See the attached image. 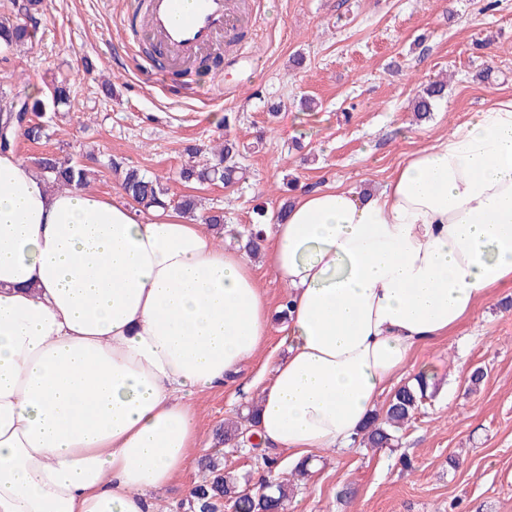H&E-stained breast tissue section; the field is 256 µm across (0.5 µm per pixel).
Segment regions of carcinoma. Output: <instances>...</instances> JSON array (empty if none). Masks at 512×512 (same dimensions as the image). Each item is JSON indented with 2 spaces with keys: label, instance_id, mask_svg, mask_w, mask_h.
<instances>
[{
  "label": "carcinoma",
  "instance_id": "obj_1",
  "mask_svg": "<svg viewBox=\"0 0 512 512\" xmlns=\"http://www.w3.org/2000/svg\"><path fill=\"white\" fill-rule=\"evenodd\" d=\"M41 0H23L14 5L25 17L23 23H13L6 17L0 18V38L4 45L0 52L10 53L33 42L38 33L37 15ZM448 82L436 80L430 83L414 101L415 116L419 120L430 117L438 100L445 97ZM71 101V86L65 80L52 84L50 95L45 99L24 98L12 101L0 108V152L15 149L17 138L22 136L32 143L49 137L50 121L47 113H56ZM189 161L178 171V179L185 184L233 185L243 179L245 168L241 163L243 153L240 144L226 138L214 146L187 148ZM46 185L54 189H86L90 184L91 169L71 156H38L31 159ZM105 166L119 177V186L124 194L140 207L148 210L164 206L167 188L160 179L147 175L135 167H123L122 162L108 158ZM174 207L181 214L205 224L219 232L225 230L224 211L221 208L202 209L194 195H184ZM262 230L260 224H249L242 229H230L231 239L247 249L248 253L259 254ZM430 384L422 375L414 385L400 387L389 399L385 409L372 413L368 424L354 438L359 447L376 451L382 448H396L399 445V431L416 414L426 407L433 397ZM257 408L251 406L248 412L224 423V431L218 435V443L229 444L252 452L260 450V444L252 442L257 434ZM202 469L208 472V479L195 486L191 504L194 512H214L224 502L231 504L235 512H285L288 501L304 484L311 473V459L295 464L289 476L283 479H269L262 475L258 489L251 488L248 477H239L224 468L221 458L207 455L201 459Z\"/></svg>",
  "mask_w": 512,
  "mask_h": 512
}]
</instances>
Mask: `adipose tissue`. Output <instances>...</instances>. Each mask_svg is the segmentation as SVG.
Wrapping results in <instances>:
<instances>
[{"instance_id":"obj_1","label":"adipose tissue","mask_w":512,"mask_h":512,"mask_svg":"<svg viewBox=\"0 0 512 512\" xmlns=\"http://www.w3.org/2000/svg\"><path fill=\"white\" fill-rule=\"evenodd\" d=\"M291 308L258 401L266 446L345 448L414 349L512 281V95L385 186L298 193L263 227ZM251 256L173 208L52 190L0 153V512H159L195 395L269 334Z\"/></svg>"}]
</instances>
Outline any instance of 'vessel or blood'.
Instances as JSON below:
<instances>
[{"label": "vessel or blood", "mask_w": 512, "mask_h": 512, "mask_svg": "<svg viewBox=\"0 0 512 512\" xmlns=\"http://www.w3.org/2000/svg\"><path fill=\"white\" fill-rule=\"evenodd\" d=\"M240 22L235 0H194L188 11L181 0H151L147 30L174 63L183 64L206 53Z\"/></svg>", "instance_id": "obj_1"}]
</instances>
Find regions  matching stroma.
Wrapping results in <instances>:
<instances>
[{
  "instance_id": "35a3bbf8",
  "label": "stroma",
  "mask_w": 512,
  "mask_h": 512,
  "mask_svg": "<svg viewBox=\"0 0 512 512\" xmlns=\"http://www.w3.org/2000/svg\"><path fill=\"white\" fill-rule=\"evenodd\" d=\"M130 2L43 0L35 42L0 60V99L45 96L60 74L73 95L50 139L21 141L18 154L81 162L90 149L100 159L116 155L163 177L176 199L188 191L176 178L185 146L237 139L246 181L197 189L233 227L251 223L259 204L275 216L290 181L380 190L410 153L493 95H512V0H255L240 32L254 60L225 46L214 75L182 88L130 40L122 21ZM441 77L447 96L430 119L414 121L413 98ZM215 84L238 85L237 97L218 99ZM307 98L314 107H304ZM256 276L275 313L266 345L236 382L194 399L198 442L212 453L225 419L256 401L266 359L285 352L276 313L287 288L265 264ZM478 367L484 379L474 388ZM423 371L437 394L399 447L313 451L312 472L287 512H512V283L491 287L447 336L416 349L401 384Z\"/></svg>"
}]
</instances>
